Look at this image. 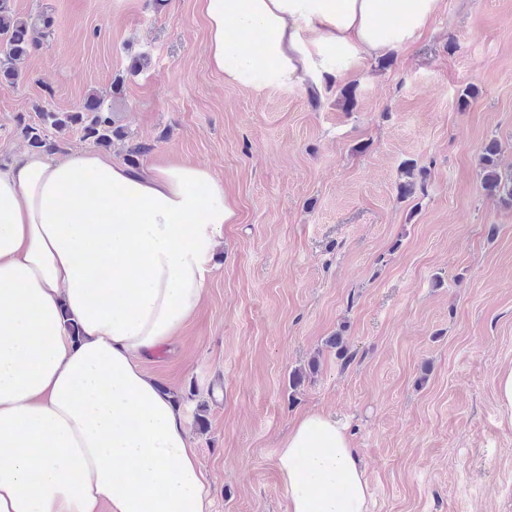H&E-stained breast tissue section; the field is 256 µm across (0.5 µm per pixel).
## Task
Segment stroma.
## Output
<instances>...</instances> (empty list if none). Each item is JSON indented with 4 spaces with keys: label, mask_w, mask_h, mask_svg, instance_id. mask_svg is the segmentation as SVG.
I'll return each mask as SVG.
<instances>
[{
    "label": "stroma",
    "mask_w": 512,
    "mask_h": 512,
    "mask_svg": "<svg viewBox=\"0 0 512 512\" xmlns=\"http://www.w3.org/2000/svg\"><path fill=\"white\" fill-rule=\"evenodd\" d=\"M11 6L53 27L18 81L0 79L1 164L38 108L95 92L126 134L113 159L149 145L141 165H204L237 203L201 307L143 361L185 409L210 512H284L278 445L313 410L348 422L373 512H512L495 399L512 367V204L485 194L480 165L495 139L512 174V0H444L387 65L262 90L209 67L196 0ZM407 160L426 178L403 198Z\"/></svg>",
    "instance_id": "35a3bbf8"
}]
</instances>
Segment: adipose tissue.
Returning a JSON list of instances; mask_svg holds the SVG:
<instances>
[{"mask_svg": "<svg viewBox=\"0 0 512 512\" xmlns=\"http://www.w3.org/2000/svg\"><path fill=\"white\" fill-rule=\"evenodd\" d=\"M230 85L333 84L415 42L443 0H197ZM237 205L190 162L94 151L0 164V512H209L175 396L142 362L203 301ZM286 512H371L346 425L311 411L277 452Z\"/></svg>", "mask_w": 512, "mask_h": 512, "instance_id": "obj_1", "label": "adipose tissue"}]
</instances>
